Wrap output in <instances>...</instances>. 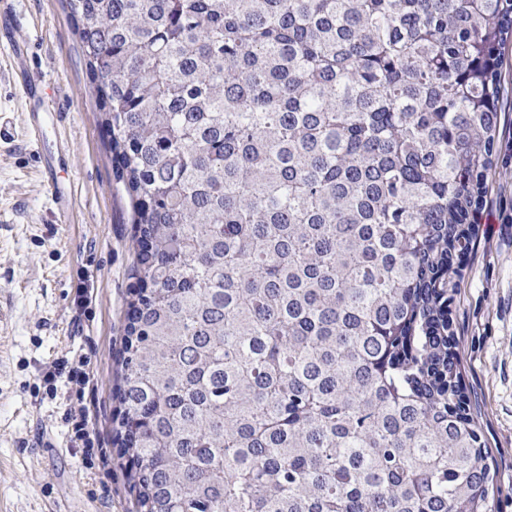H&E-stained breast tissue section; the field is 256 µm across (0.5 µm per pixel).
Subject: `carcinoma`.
I'll return each instance as SVG.
<instances>
[{"label": "carcinoma", "instance_id": "carcinoma-1", "mask_svg": "<svg viewBox=\"0 0 512 512\" xmlns=\"http://www.w3.org/2000/svg\"><path fill=\"white\" fill-rule=\"evenodd\" d=\"M66 4L152 245L112 437L138 512H495L448 303L512 4Z\"/></svg>", "mask_w": 512, "mask_h": 512}]
</instances>
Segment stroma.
<instances>
[{
	"label": "stroma",
	"mask_w": 512,
	"mask_h": 512,
	"mask_svg": "<svg viewBox=\"0 0 512 512\" xmlns=\"http://www.w3.org/2000/svg\"><path fill=\"white\" fill-rule=\"evenodd\" d=\"M22 54L0 46V512H135L112 445L113 369L136 286L132 205L112 153L65 0H13ZM41 71L66 144L59 167L73 217L56 209L16 78ZM500 123L475 245L449 319L470 409L495 462L496 512H512V40L502 50ZM86 354L90 384L70 397L46 365ZM86 408L91 447L74 446Z\"/></svg>",
	"instance_id": "obj_1"
}]
</instances>
